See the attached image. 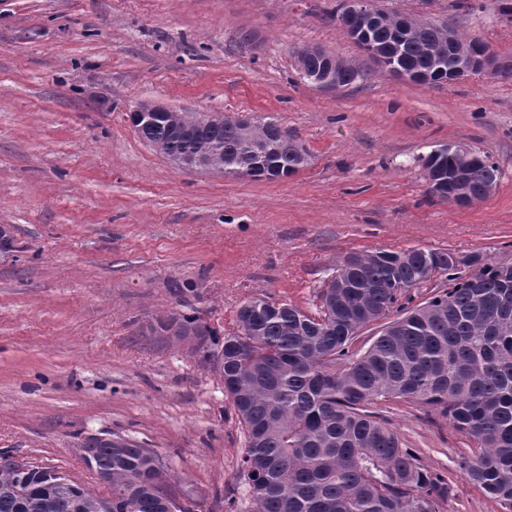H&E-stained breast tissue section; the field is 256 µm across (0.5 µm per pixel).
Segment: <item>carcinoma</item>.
<instances>
[{"instance_id": "carcinoma-1", "label": "carcinoma", "mask_w": 512, "mask_h": 512, "mask_svg": "<svg viewBox=\"0 0 512 512\" xmlns=\"http://www.w3.org/2000/svg\"><path fill=\"white\" fill-rule=\"evenodd\" d=\"M377 52L424 82H444L448 28L422 23L370 30ZM300 76L319 70V54H299ZM168 156L224 145V166L250 171L271 148L265 177L296 173L307 150L273 118L252 130L231 123L197 126L188 137L159 124L140 128ZM500 177L488 160L471 170L467 190L478 202ZM471 277L457 275L453 253L418 247L351 254L319 292L320 312L255 297L238 310L248 327L219 341L193 317L159 323L200 336L221 356L218 368L245 434L239 473L254 512H437L439 479L380 414L379 401L423 403L448 416L478 453L459 468L488 498L512 506V265L474 257ZM448 273L451 287L413 307L400 302L424 276ZM393 315L360 355L352 343L370 324ZM343 364L338 369L336 365ZM85 455L112 470V493L77 506L70 490L37 479L24 494L0 467V512H170L169 485L158 456L128 440L93 439Z\"/></svg>"}]
</instances>
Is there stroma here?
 <instances>
[{
  "label": "stroma",
  "instance_id": "35a3bbf8",
  "mask_svg": "<svg viewBox=\"0 0 512 512\" xmlns=\"http://www.w3.org/2000/svg\"><path fill=\"white\" fill-rule=\"evenodd\" d=\"M341 0H0V454L110 489L82 458L116 436L157 453L189 512H251L245 440L203 354L151 333L171 313L236 332L254 297L317 312L347 255L412 246L512 264V78L420 85L381 71L336 18ZM480 0H376L488 43L512 63V17ZM319 46L359 72L302 80ZM269 116L310 154L279 180L174 167L129 120ZM465 143L501 177L459 207L428 194L432 151ZM193 283L185 297L172 283ZM438 512H512L459 467L475 446L439 410L376 404ZM134 112L136 124L147 125L157 119H169L173 129L178 133H188L190 127L182 121V114L162 102H146L137 105Z\"/></svg>",
  "mask_w": 512,
  "mask_h": 512
}]
</instances>
